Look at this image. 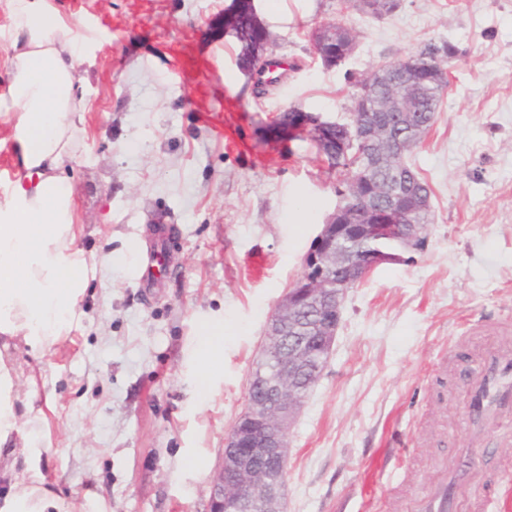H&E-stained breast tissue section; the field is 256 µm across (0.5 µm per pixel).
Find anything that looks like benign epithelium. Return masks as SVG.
I'll return each mask as SVG.
<instances>
[{
  "label": "benign epithelium",
  "instance_id": "benign-epithelium-1",
  "mask_svg": "<svg viewBox=\"0 0 512 512\" xmlns=\"http://www.w3.org/2000/svg\"><path fill=\"white\" fill-rule=\"evenodd\" d=\"M312 44L327 68L341 64L354 50L350 43L330 54L323 30ZM420 55L409 53L383 62L356 86L355 119L343 124L349 141L345 154L361 147L370 133L356 119L368 108L379 84L377 77L403 70L412 83L435 77L447 84V69L424 71ZM298 131L323 130L333 122L312 112L298 113ZM329 214L303 261L302 276L288 289L269 318L262 350L249 380L244 410L224 439V455L213 480L209 512H285V467L289 433L329 359L348 291L384 263L425 246L428 225L410 224L401 195L389 192L383 209L366 206L349 223L344 194Z\"/></svg>",
  "mask_w": 512,
  "mask_h": 512
}]
</instances>
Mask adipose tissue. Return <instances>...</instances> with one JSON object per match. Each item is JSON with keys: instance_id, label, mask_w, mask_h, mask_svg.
Wrapping results in <instances>:
<instances>
[{"instance_id": "1", "label": "adipose tissue", "mask_w": 512, "mask_h": 512, "mask_svg": "<svg viewBox=\"0 0 512 512\" xmlns=\"http://www.w3.org/2000/svg\"><path fill=\"white\" fill-rule=\"evenodd\" d=\"M22 34L9 58L17 171L0 192V512H62L49 470L52 397L45 358L83 318L91 281L111 255L86 253L77 240L74 188L63 174L86 129L79 90L82 37L20 0Z\"/></svg>"}]
</instances>
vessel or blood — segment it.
Segmentation results:
<instances>
[{"label":"vessel or blood","mask_w":512,"mask_h":512,"mask_svg":"<svg viewBox=\"0 0 512 512\" xmlns=\"http://www.w3.org/2000/svg\"><path fill=\"white\" fill-rule=\"evenodd\" d=\"M463 382L468 402L462 427L470 445L440 462L441 478L403 499L402 512H512V463H502L492 483L477 484V460L491 436L512 417V350L492 347L476 357Z\"/></svg>","instance_id":"vessel-or-blood-1"}]
</instances>
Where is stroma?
Listing matches in <instances>:
<instances>
[{"instance_id": "35a3bbf8", "label": "stroma", "mask_w": 512, "mask_h": 512, "mask_svg": "<svg viewBox=\"0 0 512 512\" xmlns=\"http://www.w3.org/2000/svg\"><path fill=\"white\" fill-rule=\"evenodd\" d=\"M33 2L87 38L86 139L66 166L83 247H166L150 285L113 262L49 358L56 493L98 495L104 512H209L267 321L337 203L313 144L269 128L293 106L349 122L355 80L380 63L428 42L466 51L407 157L432 189L426 245L349 290L290 433L285 509L373 512L375 468L402 455L403 492L434 480L436 458L464 441L461 372L512 344V0H401L379 20L355 0H314L271 33L287 72L264 87L239 67L236 38L215 33L227 0ZM323 21L357 34L331 69L309 35ZM210 322L224 325V365L207 381L190 360Z\"/></svg>"}]
</instances>
